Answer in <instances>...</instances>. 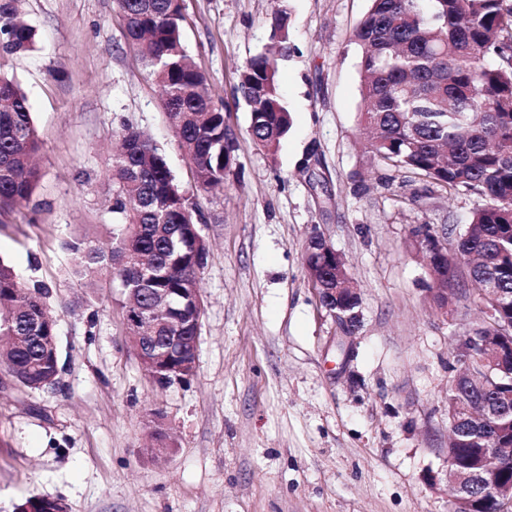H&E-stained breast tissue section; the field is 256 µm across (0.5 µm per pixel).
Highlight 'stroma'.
I'll return each mask as SVG.
<instances>
[{"instance_id": "obj_1", "label": "stroma", "mask_w": 512, "mask_h": 512, "mask_svg": "<svg viewBox=\"0 0 512 512\" xmlns=\"http://www.w3.org/2000/svg\"><path fill=\"white\" fill-rule=\"evenodd\" d=\"M181 5L184 45L232 133L220 189L199 187L115 0H23L33 44L0 55L41 142L31 202L0 212V259L48 288L61 367L54 390L0 367V512L34 497L67 512H448L451 351L480 313H437L417 232L453 247L483 198L448 196L363 146L353 32L369 0ZM281 11L291 127L271 156L248 135L237 87ZM127 127L163 150L210 247L196 373L166 389L128 339L119 288L74 274L67 248L114 243L113 146ZM315 230L360 289L351 329L307 274Z\"/></svg>"}]
</instances>
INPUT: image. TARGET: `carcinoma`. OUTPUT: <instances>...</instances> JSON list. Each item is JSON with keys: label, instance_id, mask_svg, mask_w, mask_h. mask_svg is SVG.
Returning a JSON list of instances; mask_svg holds the SVG:
<instances>
[{"label": "carcinoma", "instance_id": "1", "mask_svg": "<svg viewBox=\"0 0 512 512\" xmlns=\"http://www.w3.org/2000/svg\"><path fill=\"white\" fill-rule=\"evenodd\" d=\"M20 0H0V53L30 48L31 26L19 16ZM126 38L163 91V106L197 183L221 186L233 165L224 113L214 104L204 75L186 52L178 0H116ZM362 50L359 125L367 148L384 164L406 169L438 185L448 195L485 198L455 240L459 260L438 264L431 292L437 307L465 302L475 307L496 300L495 317L476 324L481 340L512 337V6L505 0H370L354 31ZM275 49L247 61L238 89L251 108L249 136L275 156L288 132L290 116L278 83L279 60L288 54L286 12L271 24ZM39 138L27 98L10 79L0 77V207L20 206L41 178L34 164ZM112 213L120 233L110 253L82 240L68 244L82 272L104 269L123 289L135 290L147 321L129 327L139 336L151 329L152 346L163 350L166 337H185L182 360L197 359L198 327L194 292L207 263L206 242L190 224L193 207L179 188L165 154L151 137L127 128L112 164ZM311 281L336 287V264L307 262ZM475 285L464 287V282ZM48 291L27 285L0 261V365L26 388L43 390L59 365L57 328L48 313ZM321 302L351 312L356 297L328 294ZM460 366L512 393V367L491 366L484 344L467 357L453 349ZM497 392L461 388L448 394V419L456 420L457 441L448 457L475 464L492 425L476 431L462 420L473 399L492 401ZM474 512H506L482 486L473 491Z\"/></svg>", "mask_w": 512, "mask_h": 512}]
</instances>
